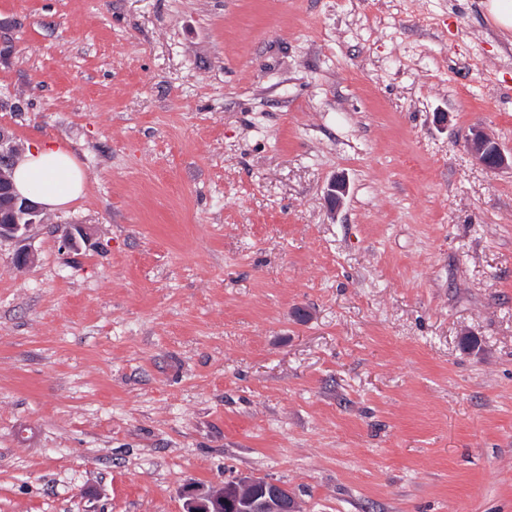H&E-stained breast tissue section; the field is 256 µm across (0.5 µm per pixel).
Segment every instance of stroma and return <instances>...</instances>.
Here are the masks:
<instances>
[{"label":"stroma","instance_id":"obj_1","mask_svg":"<svg viewBox=\"0 0 512 512\" xmlns=\"http://www.w3.org/2000/svg\"><path fill=\"white\" fill-rule=\"evenodd\" d=\"M475 127L512 155L483 0H0V129L85 178L0 241V512L241 476L512 512V168ZM468 145L475 160L489 170H499L505 167L512 168L510 158L503 153L500 146L478 128L471 130Z\"/></svg>","mask_w":512,"mask_h":512}]
</instances>
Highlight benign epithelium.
I'll return each instance as SVG.
<instances>
[{
  "mask_svg": "<svg viewBox=\"0 0 512 512\" xmlns=\"http://www.w3.org/2000/svg\"><path fill=\"white\" fill-rule=\"evenodd\" d=\"M468 145L475 160L489 170L512 168L500 146L478 128L471 130ZM19 150L10 144L9 137L0 131V240L20 239L30 226L44 223V210L38 203L15 194L10 174L18 164ZM348 186L342 179H332L325 190L324 201L336 210ZM87 239L80 224L72 225L63 239V246L76 249ZM255 477H240L210 489L190 488L186 491L185 512H300L295 497L288 489L272 480L264 481L261 498L244 496L241 490L255 486Z\"/></svg>",
  "mask_w": 512,
  "mask_h": 512,
  "instance_id": "1",
  "label": "benign epithelium"
}]
</instances>
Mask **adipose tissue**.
<instances>
[{
    "label": "adipose tissue",
    "mask_w": 512,
    "mask_h": 512,
    "mask_svg": "<svg viewBox=\"0 0 512 512\" xmlns=\"http://www.w3.org/2000/svg\"><path fill=\"white\" fill-rule=\"evenodd\" d=\"M13 183L20 195L48 208L67 205L84 188L73 153L54 140L42 141L27 151L13 171Z\"/></svg>",
    "instance_id": "1"
}]
</instances>
